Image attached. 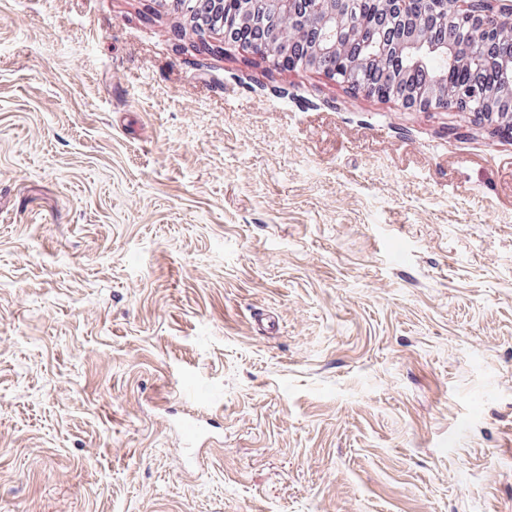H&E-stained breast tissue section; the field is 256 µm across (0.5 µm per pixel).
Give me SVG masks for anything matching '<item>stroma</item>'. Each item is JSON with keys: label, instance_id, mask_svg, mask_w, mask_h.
Returning a JSON list of instances; mask_svg holds the SVG:
<instances>
[{"label": "stroma", "instance_id": "stroma-1", "mask_svg": "<svg viewBox=\"0 0 512 512\" xmlns=\"http://www.w3.org/2000/svg\"><path fill=\"white\" fill-rule=\"evenodd\" d=\"M0 512H512V136L0 0Z\"/></svg>", "mask_w": 512, "mask_h": 512}]
</instances>
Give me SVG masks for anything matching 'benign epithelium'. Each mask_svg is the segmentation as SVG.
<instances>
[{"mask_svg":"<svg viewBox=\"0 0 512 512\" xmlns=\"http://www.w3.org/2000/svg\"><path fill=\"white\" fill-rule=\"evenodd\" d=\"M182 2L201 40L213 32L210 18L224 13V0ZM264 2L279 19L269 51L275 59L288 61L290 67L294 65L292 58L302 55L309 67L316 68L324 56L343 54L357 36L358 0H239L240 19L248 24L261 22L264 13L260 4ZM377 2L380 18L376 36L359 55L349 58L348 71L358 70L366 61L381 62L396 75L389 94L406 108L461 112V95L448 90L446 75L437 74L420 86L410 85L409 75L425 51L443 56L451 68L471 69L473 61L459 51L458 42L463 31H475L482 36L481 58L497 62L501 74L494 92L473 90L487 104L482 119L512 131V56H501L503 36L512 32V0H427L428 10L415 18L407 16L406 0ZM440 24L448 26L447 38L433 42L429 35Z\"/></svg>","mask_w":512,"mask_h":512,"instance_id":"7a95c632","label":"benign epithelium"}]
</instances>
